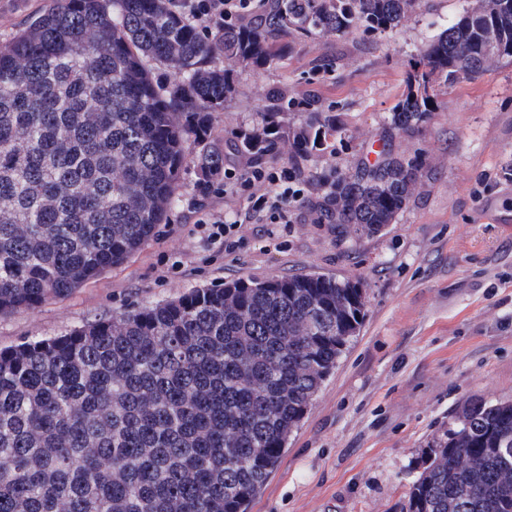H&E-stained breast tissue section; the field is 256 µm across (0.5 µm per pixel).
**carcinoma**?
Wrapping results in <instances>:
<instances>
[{
	"label": "carcinoma",
	"instance_id": "obj_1",
	"mask_svg": "<svg viewBox=\"0 0 512 512\" xmlns=\"http://www.w3.org/2000/svg\"><path fill=\"white\" fill-rule=\"evenodd\" d=\"M419 0H264L250 24L208 35L168 0H55L0 43V315L34 310L126 261L166 222L181 171L224 165L208 142L234 66L271 67L290 37L398 31ZM512 14L464 12L414 58L376 159L336 172L306 206L366 236L414 191L395 150L440 108L439 87L482 75ZM220 53L228 67L210 65ZM164 64L173 79L145 66ZM236 133L255 162L306 181L343 141L342 114L265 94ZM366 317L364 289L310 272L238 278L0 349V512H248ZM512 401L467 400L421 458L404 512H512Z\"/></svg>",
	"mask_w": 512,
	"mask_h": 512
}]
</instances>
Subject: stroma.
<instances>
[{
    "label": "stroma",
    "mask_w": 512,
    "mask_h": 512,
    "mask_svg": "<svg viewBox=\"0 0 512 512\" xmlns=\"http://www.w3.org/2000/svg\"><path fill=\"white\" fill-rule=\"evenodd\" d=\"M52 0H0V42ZM473 0H422L399 32L362 42L351 34L305 38L272 67L239 71L210 140L246 168L233 133L260 122L264 94L314 91L343 113L346 135L310 163L317 179L364 158L401 92L410 60ZM339 55L337 69L315 63ZM441 108L404 155L422 153L417 188L395 224L362 236L318 223L305 201L289 224L245 225L232 256L203 243L191 201L196 168L180 174L177 205L154 237L121 265L48 300L0 316V348L60 335L112 312L176 298L238 278L320 272L359 281L367 314L358 336L317 393L251 512H403L416 466L468 399H512V62L442 87Z\"/></svg>",
    "instance_id": "obj_1"
}]
</instances>
